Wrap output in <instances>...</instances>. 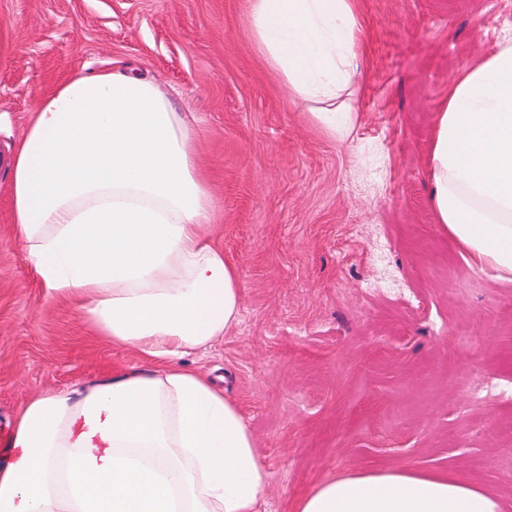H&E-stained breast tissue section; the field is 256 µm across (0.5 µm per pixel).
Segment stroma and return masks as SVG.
<instances>
[{
  "mask_svg": "<svg viewBox=\"0 0 512 512\" xmlns=\"http://www.w3.org/2000/svg\"><path fill=\"white\" fill-rule=\"evenodd\" d=\"M366 47L330 139L257 52L249 0H0V436L35 394L143 359L51 300L16 241L10 166L74 76L162 81L200 138L239 323L200 366L270 473L265 512L371 468L448 473L512 512V282L476 270L429 206L425 149L448 84L512 25L500 0H360ZM497 398L474 400L486 380Z\"/></svg>",
  "mask_w": 512,
  "mask_h": 512,
  "instance_id": "35a3bbf8",
  "label": "stroma"
}]
</instances>
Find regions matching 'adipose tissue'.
<instances>
[{"label":"adipose tissue","mask_w":512,"mask_h":512,"mask_svg":"<svg viewBox=\"0 0 512 512\" xmlns=\"http://www.w3.org/2000/svg\"><path fill=\"white\" fill-rule=\"evenodd\" d=\"M290 96L346 140L365 49L357 0H250ZM430 205L471 260L512 281V29L448 85L428 140ZM172 95L132 69L80 75L36 110L14 162L13 224L48 297L75 301L144 367L32 397L0 440V512H261L269 474L237 405L186 365L238 323L236 268ZM294 512H500L447 474L329 477Z\"/></svg>","instance_id":"ef3b65f1"}]
</instances>
